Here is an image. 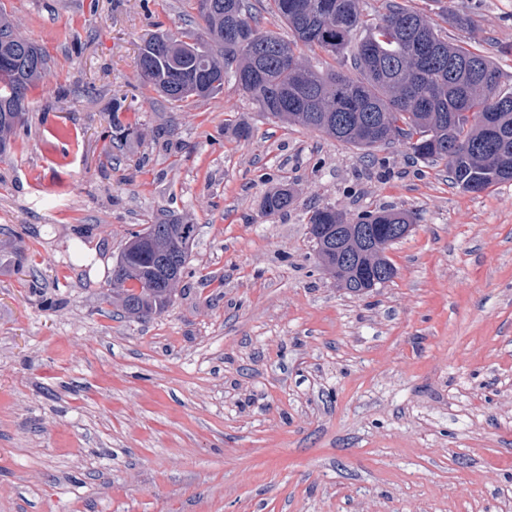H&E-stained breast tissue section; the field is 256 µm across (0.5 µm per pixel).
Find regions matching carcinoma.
Masks as SVG:
<instances>
[{
  "label": "carcinoma",
  "instance_id": "obj_1",
  "mask_svg": "<svg viewBox=\"0 0 512 512\" xmlns=\"http://www.w3.org/2000/svg\"><path fill=\"white\" fill-rule=\"evenodd\" d=\"M320 0H266L267 11L286 22L285 41L253 25L246 0H196L205 37L192 43L156 35L144 43L138 76L172 104L213 94L207 76L214 71L238 77L239 84L264 115L319 132L366 152L402 141L427 162H445L452 182L466 192H484L512 180V94L496 92L499 72L486 56L448 42L422 14L396 0H382L370 15L359 0H329L333 12L322 15ZM246 26L256 39L240 43L228 33ZM429 52L420 56L416 39ZM317 48L347 56L350 69L319 71L296 50ZM46 51L16 32L0 14V153L9 145L28 111L29 94L47 68ZM294 194L282 185L262 202L265 214L288 210ZM406 210L378 209L350 223L334 206L311 213L310 224L344 225L347 247L316 248L327 273L341 271L352 293H364L390 281L395 268L386 250L397 237L393 224H412ZM378 227L379 248L368 252L360 229ZM198 233L195 224L176 218L150 224L130 236L118 261L124 271L112 280L122 310L146 318L173 301ZM386 276L374 284L353 276L356 266Z\"/></svg>",
  "mask_w": 512,
  "mask_h": 512
}]
</instances>
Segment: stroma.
I'll return each mask as SVG.
<instances>
[{
    "label": "stroma",
    "instance_id": "obj_1",
    "mask_svg": "<svg viewBox=\"0 0 512 512\" xmlns=\"http://www.w3.org/2000/svg\"><path fill=\"white\" fill-rule=\"evenodd\" d=\"M512 92V0H399ZM48 67L0 154V512H503L512 181L266 118L234 81L175 107L143 41L195 0H0ZM467 14L469 27L448 23ZM138 127L112 146V120ZM250 127L237 137L236 124ZM295 196L267 215L280 185ZM325 205L418 215L368 293L317 264ZM198 227L171 305L112 303L133 232ZM293 200L292 190L288 188V185H282L264 197L262 209L267 215L285 212L292 205Z\"/></svg>",
    "mask_w": 512,
    "mask_h": 512
}]
</instances>
